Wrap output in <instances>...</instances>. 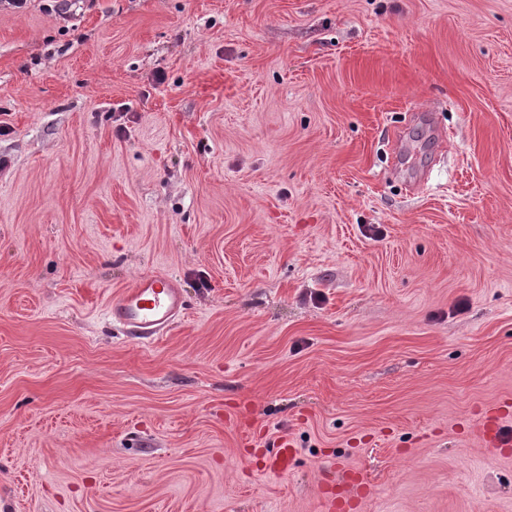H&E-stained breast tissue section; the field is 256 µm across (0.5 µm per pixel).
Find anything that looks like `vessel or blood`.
Masks as SVG:
<instances>
[{
    "label": "vessel or blood",
    "instance_id": "b4317fda",
    "mask_svg": "<svg viewBox=\"0 0 512 512\" xmlns=\"http://www.w3.org/2000/svg\"><path fill=\"white\" fill-rule=\"evenodd\" d=\"M183 309V295L178 283L163 274L137 278L108 306L112 321L149 335L166 333Z\"/></svg>",
    "mask_w": 512,
    "mask_h": 512
}]
</instances>
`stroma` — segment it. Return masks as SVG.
Here are the masks:
<instances>
[{
  "label": "stroma",
  "mask_w": 512,
  "mask_h": 512,
  "mask_svg": "<svg viewBox=\"0 0 512 512\" xmlns=\"http://www.w3.org/2000/svg\"><path fill=\"white\" fill-rule=\"evenodd\" d=\"M490 406L512 0L0 8V512H512ZM183 309L178 283L163 274L137 278L108 306L112 321L125 328L138 329L156 339L166 333ZM155 335V336H153Z\"/></svg>",
  "instance_id": "35a3bbf8"
}]
</instances>
